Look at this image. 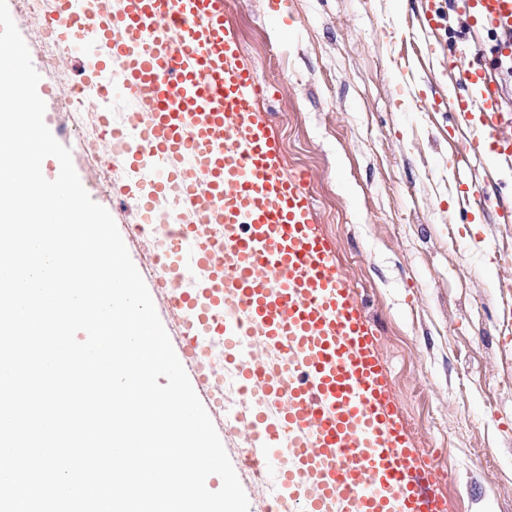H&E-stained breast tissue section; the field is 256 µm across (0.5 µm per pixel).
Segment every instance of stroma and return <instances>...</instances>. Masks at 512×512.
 <instances>
[{
    "instance_id": "1",
    "label": "stroma",
    "mask_w": 512,
    "mask_h": 512,
    "mask_svg": "<svg viewBox=\"0 0 512 512\" xmlns=\"http://www.w3.org/2000/svg\"><path fill=\"white\" fill-rule=\"evenodd\" d=\"M446 28L421 38L424 0H224L244 56L267 81L260 102L288 158L306 170L315 219L378 330L380 354L420 452L452 479V512H512V223L464 217L462 183L512 195V168L457 158L466 129L444 106L448 47L467 36L452 0ZM403 72L405 92L393 79ZM442 108L412 112L406 96ZM73 166L116 224L134 223L79 152Z\"/></svg>"
}]
</instances>
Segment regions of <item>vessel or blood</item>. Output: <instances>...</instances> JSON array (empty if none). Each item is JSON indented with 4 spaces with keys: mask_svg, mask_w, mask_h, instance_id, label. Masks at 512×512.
<instances>
[{
    "mask_svg": "<svg viewBox=\"0 0 512 512\" xmlns=\"http://www.w3.org/2000/svg\"><path fill=\"white\" fill-rule=\"evenodd\" d=\"M466 29L492 45L470 47L467 68L448 64V102L478 116L458 149L512 162V111L489 75L512 54V0H459ZM50 0L46 31L70 56L97 46L86 83L99 99L141 104L102 137L131 177L138 227L167 225L155 261L167 273L170 314L184 317L176 349L190 382L212 378L204 338L224 339V360L257 400L231 429L241 467L273 472L269 512H446L447 476L414 446L378 350L376 330L343 276L335 243L314 220L306 172H286L268 113L267 82L243 55L224 0ZM195 211L173 223L156 202ZM465 202L497 207L472 182Z\"/></svg>",
    "mask_w": 512,
    "mask_h": 512,
    "instance_id": "1",
    "label": "vessel or blood"
}]
</instances>
